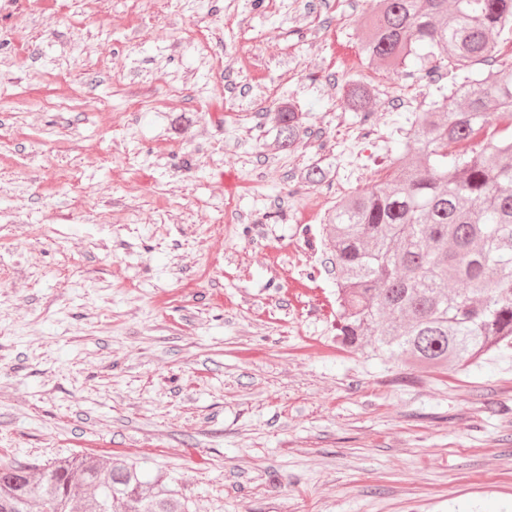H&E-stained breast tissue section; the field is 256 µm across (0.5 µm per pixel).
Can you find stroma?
Listing matches in <instances>:
<instances>
[{
    "label": "stroma",
    "instance_id": "1",
    "mask_svg": "<svg viewBox=\"0 0 512 512\" xmlns=\"http://www.w3.org/2000/svg\"><path fill=\"white\" fill-rule=\"evenodd\" d=\"M352 2L0 0L1 459L131 458L192 512H512V354L334 340L324 219L448 90L361 61ZM305 114L293 100H286L270 114V121L275 130V145L281 150H290L301 140L305 132Z\"/></svg>",
    "mask_w": 512,
    "mask_h": 512
}]
</instances>
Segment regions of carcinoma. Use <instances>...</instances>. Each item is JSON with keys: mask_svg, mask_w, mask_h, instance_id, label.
Masks as SVG:
<instances>
[{"mask_svg": "<svg viewBox=\"0 0 512 512\" xmlns=\"http://www.w3.org/2000/svg\"><path fill=\"white\" fill-rule=\"evenodd\" d=\"M360 56L393 70L421 56L451 88L399 143L395 175L347 195L326 218L336 269V343L384 363L464 366L512 351V63L482 72L512 44V0H378ZM369 91L344 94L363 112ZM305 114H270L275 145L295 147ZM190 512L175 481L137 462L87 455L0 462V512Z\"/></svg>", "mask_w": 512, "mask_h": 512, "instance_id": "obj_1", "label": "carcinoma"}]
</instances>
